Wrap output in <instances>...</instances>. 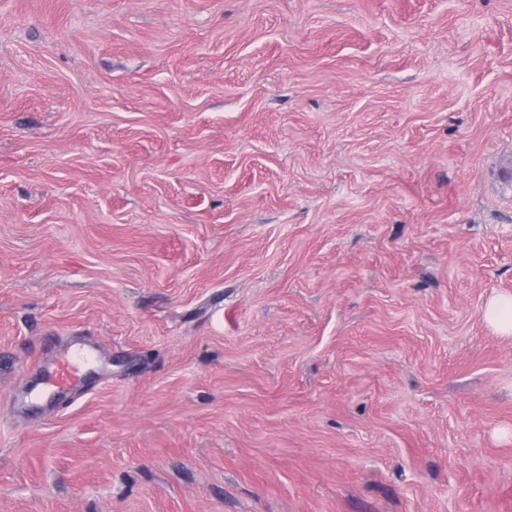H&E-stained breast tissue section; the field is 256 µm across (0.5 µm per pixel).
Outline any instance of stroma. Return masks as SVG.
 Segmentation results:
<instances>
[{
  "label": "stroma",
  "instance_id": "obj_1",
  "mask_svg": "<svg viewBox=\"0 0 512 512\" xmlns=\"http://www.w3.org/2000/svg\"><path fill=\"white\" fill-rule=\"evenodd\" d=\"M510 150L512 0H0V512H512ZM485 320L500 336L512 335V296L499 295L492 298L485 308ZM97 359L95 348L79 342L70 343L45 374L39 395H53L81 382L85 369Z\"/></svg>",
  "mask_w": 512,
  "mask_h": 512
}]
</instances>
